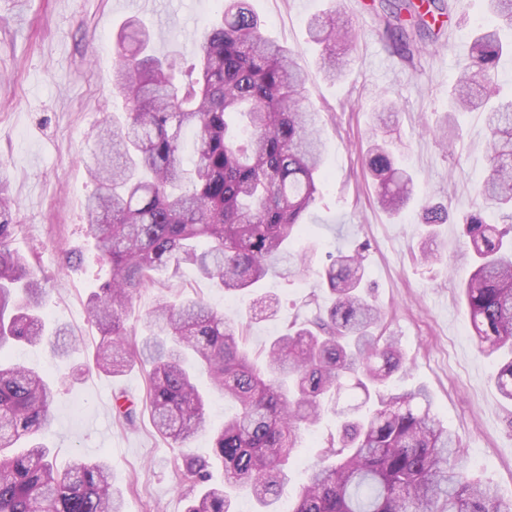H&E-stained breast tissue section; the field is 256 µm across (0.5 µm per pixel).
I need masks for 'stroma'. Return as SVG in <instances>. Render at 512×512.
<instances>
[{"label":"stroma","instance_id":"stroma-1","mask_svg":"<svg viewBox=\"0 0 512 512\" xmlns=\"http://www.w3.org/2000/svg\"><path fill=\"white\" fill-rule=\"evenodd\" d=\"M370 2L309 0L302 9L296 0H249L264 34L290 48L307 71L305 102L321 120L326 179L299 246L312 255L315 269L336 248L361 252L369 297L406 358L407 368L393 377L392 387L426 388L440 420L462 439L466 469L495 483L509 499L512 402L495 386L498 362L478 346L462 300L473 258L461 225L436 227L438 261L419 258L420 203L468 211L489 168L483 113L459 115L453 140L431 132L446 120L448 87L475 29L486 21L485 2L455 0L443 45L426 47L410 61L384 48L374 32ZM335 5L359 38L348 53L345 76L329 81L319 70L320 49L310 42L306 26L311 16ZM222 10L223 0H159L158 10L142 20L154 34L157 54L181 63L191 59ZM130 14L119 0H0V187L11 199L14 222L22 226L13 246L34 255L45 282L46 313L79 344L63 364L41 345L8 354L54 384L55 419L43 441L57 466L78 457L107 458L123 512H183L175 467L183 453L210 455V437L201 434L178 447L158 436L148 419L134 428L116 421L114 394L141 397L144 373L136 365L119 376L96 370L92 355L100 334L86 316L91 292L108 277L83 229L86 200L95 190L87 173L92 132L123 107L112 94V70L116 36ZM382 91L398 102L390 123L400 138V164L415 181L414 200L396 219L380 209L374 184L362 171ZM70 252L79 260L63 267L61 257ZM315 269L303 279L264 282V291L277 302V314L270 318L260 313L253 296L225 298L188 265L171 290L204 297L229 318L250 316L246 347L257 355L294 317L331 306L330 293L315 287ZM335 430L334 417L327 416L306 432L288 466L282 512L293 506L308 465Z\"/></svg>","mask_w":512,"mask_h":512}]
</instances>
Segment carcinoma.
<instances>
[{"instance_id":"carcinoma-1","label":"carcinoma","mask_w":512,"mask_h":512,"mask_svg":"<svg viewBox=\"0 0 512 512\" xmlns=\"http://www.w3.org/2000/svg\"><path fill=\"white\" fill-rule=\"evenodd\" d=\"M491 24L475 34L450 89V111L485 113L489 171L479 186L483 205L463 213V235L474 270L463 300L474 336L502 360L496 386L512 401V96L497 92L498 64L512 50L501 31L512 30V0H486ZM376 35L391 52L411 59V33L437 38L444 0H381ZM319 68L340 76L357 31L336 9L310 18ZM112 92L124 115L96 136L89 174L96 189L86 203V233L109 277L87 303L101 333L96 367L118 376L140 365L142 403L115 405L119 422L133 426L138 406L156 432L176 444L211 433L213 458L183 455L175 477L185 512H235L234 491L246 489L256 512H275L288 463L302 447V428L328 412L338 419L321 463L310 473L289 512H512L490 481L460 465L463 449L437 418L429 394L382 393L404 365L386 335L381 311L363 291L360 253L328 255L318 286L333 296L326 312L294 319L259 359L245 347L249 323L234 321L203 298L179 302L159 296L151 332L142 338L122 312L144 288L165 287L182 265L229 294L257 289L269 277L307 276L310 255L293 243L306 234V216L324 181L323 142L314 113L303 104L307 73L291 49L268 40L247 0H225L181 70L150 51V33L129 18L116 38ZM396 102L380 93L365 169L381 209L395 218L413 194L411 174L398 167L397 137L388 126ZM195 135L192 187L182 189V134ZM454 220L429 202L423 223ZM22 225L0 189V348L54 337L68 353L63 327L47 326L44 291L27 258L12 248ZM123 353V360L114 358ZM237 406L224 424L211 425L194 369ZM364 398L339 406L344 392ZM54 399L38 372L0 355V512H122L110 466L82 457L55 470L50 450L37 442L48 429ZM224 481L213 482L214 463Z\"/></svg>"}]
</instances>
